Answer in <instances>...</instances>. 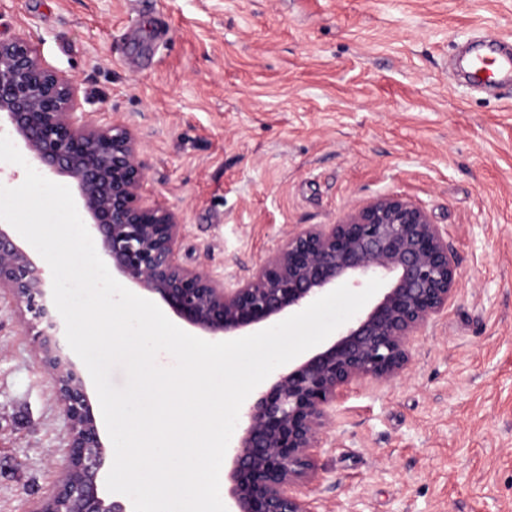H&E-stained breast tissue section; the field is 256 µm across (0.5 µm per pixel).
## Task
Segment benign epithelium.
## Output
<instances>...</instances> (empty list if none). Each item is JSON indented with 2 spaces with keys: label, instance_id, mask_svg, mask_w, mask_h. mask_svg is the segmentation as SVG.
<instances>
[{
  "label": "benign epithelium",
  "instance_id": "benign-epithelium-1",
  "mask_svg": "<svg viewBox=\"0 0 512 512\" xmlns=\"http://www.w3.org/2000/svg\"><path fill=\"white\" fill-rule=\"evenodd\" d=\"M79 92L30 41L0 39V119L44 169L75 180L102 260L194 330L233 340L304 310L339 282L388 280L333 339L277 372L271 387L245 406L241 434L226 452L229 512H315L304 488L318 481L315 453L331 429L336 399L355 382L400 377L413 337L448 308L457 282L448 233L417 203L381 196L337 224L288 233L284 245L226 287L178 261L181 224L169 207L145 199L147 166L138 141L124 125L100 124L80 111ZM48 280L10 225L0 224V292L19 312L66 419L64 466L30 512H126L100 490L110 448L87 380L60 347Z\"/></svg>",
  "mask_w": 512,
  "mask_h": 512
}]
</instances>
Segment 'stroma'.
Returning a JSON list of instances; mask_svg holds the SVG:
<instances>
[{"label": "stroma", "instance_id": "obj_1", "mask_svg": "<svg viewBox=\"0 0 512 512\" xmlns=\"http://www.w3.org/2000/svg\"><path fill=\"white\" fill-rule=\"evenodd\" d=\"M123 122L148 199L183 226L179 261L233 285L290 231L383 195L447 229L458 283L391 383L333 407L317 512H512V82L465 56L512 43V0H0ZM66 420L0 296V512L63 464Z\"/></svg>", "mask_w": 512, "mask_h": 512}]
</instances>
